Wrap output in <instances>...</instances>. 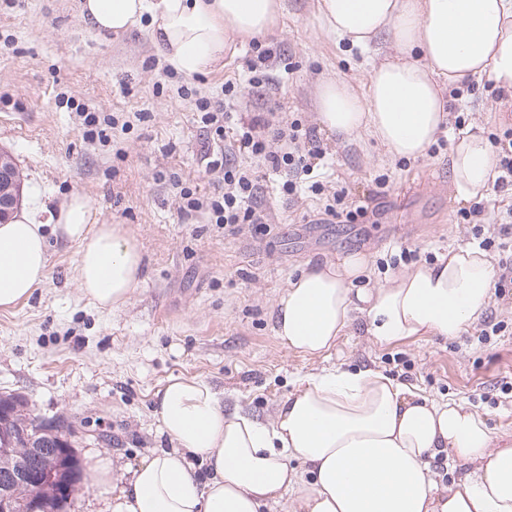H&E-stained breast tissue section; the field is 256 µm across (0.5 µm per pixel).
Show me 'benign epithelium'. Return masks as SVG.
<instances>
[{
  "mask_svg": "<svg viewBox=\"0 0 512 512\" xmlns=\"http://www.w3.org/2000/svg\"><path fill=\"white\" fill-rule=\"evenodd\" d=\"M21 202V178L10 157L0 154V223H6L17 212ZM27 460L10 463L0 469V512H15V491L26 488L33 492L27 512H49L46 493L57 489L68 496L72 488L55 482L56 459H42L49 445L63 453H71L66 434H52L43 439L22 435Z\"/></svg>",
  "mask_w": 512,
  "mask_h": 512,
  "instance_id": "7a95c632",
  "label": "benign epithelium"
}]
</instances>
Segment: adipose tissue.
<instances>
[{
	"label": "adipose tissue",
	"instance_id": "obj_1",
	"mask_svg": "<svg viewBox=\"0 0 512 512\" xmlns=\"http://www.w3.org/2000/svg\"><path fill=\"white\" fill-rule=\"evenodd\" d=\"M99 35L145 24L160 59L187 78L223 65L231 47L276 31L284 0H79ZM321 30L362 52L386 40L371 62L366 93L333 77L314 96L322 129L350 140L369 135L391 160L425 157L448 123V93L489 81L512 95V0H316ZM497 154L481 125L452 145L458 194L494 190ZM30 209L0 225V307L31 296L47 277L49 237L78 245L83 294L101 307L125 305L141 281L140 250L120 224L91 223L81 194L47 209L39 188ZM365 257L309 263L271 313L288 349L315 356L332 348L355 313L379 343L416 336L457 338L483 315L494 267L461 248L370 288L355 282ZM154 415L170 448L144 458L122 486L108 461L87 470L106 494L105 512H512V448L499 447L485 417L434 401L374 369L310 373L264 423L236 410L199 379L175 378L156 394ZM446 457L463 475L442 481Z\"/></svg>",
	"mask_w": 512,
	"mask_h": 512
}]
</instances>
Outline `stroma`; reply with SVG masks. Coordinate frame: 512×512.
Listing matches in <instances>:
<instances>
[{
    "label": "stroma",
    "mask_w": 512,
    "mask_h": 512,
    "mask_svg": "<svg viewBox=\"0 0 512 512\" xmlns=\"http://www.w3.org/2000/svg\"><path fill=\"white\" fill-rule=\"evenodd\" d=\"M315 5L285 0L279 28L261 36L277 56L273 81L242 117L273 108L301 119L330 155L319 180L346 187L367 215L324 222L318 196L281 197L273 173L260 193L270 224L228 236L206 212L179 210L178 186L201 196L216 186L201 162L209 133L180 89L220 96L255 60L252 46L226 52L216 71L172 77L145 29L102 37L83 24L78 0H0V149L24 187H40L45 206L86 196L94 223L127 225L143 256L130 300L105 309L78 285L76 245L50 239L47 279L0 309V392L25 397L41 419L63 420L81 467L105 459L125 475L168 447L154 408L170 379L204 380L223 393L226 409L265 421L299 377L339 365L375 368L429 398L463 402L512 443V288L491 298L483 318L501 330L485 341L476 325L456 339L381 345L360 316L330 351L307 357L273 332V306L305 263L361 254L371 282L382 283L407 269L391 263L397 246L415 249L423 265L469 244L460 212L470 203L449 178L454 126L415 161L385 159L369 136L343 141L320 127L315 83L337 76L361 92L368 66L359 50L321 32ZM491 92L471 84L450 114L501 133L512 111H491ZM88 112L108 121L105 138H85Z\"/></svg>",
    "instance_id": "1"
}]
</instances>
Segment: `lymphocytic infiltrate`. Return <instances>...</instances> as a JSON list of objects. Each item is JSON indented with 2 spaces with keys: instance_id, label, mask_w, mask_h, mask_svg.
I'll return each mask as SVG.
<instances>
[{
  "instance_id": "f902f5d3",
  "label": "lymphocytic infiltrate",
  "mask_w": 512,
  "mask_h": 512,
  "mask_svg": "<svg viewBox=\"0 0 512 512\" xmlns=\"http://www.w3.org/2000/svg\"><path fill=\"white\" fill-rule=\"evenodd\" d=\"M259 66L253 76L246 81L224 83V100L213 103L210 99L199 98L195 101L197 111L202 114L201 120L214 138L224 144L223 159L207 161L209 170H222L224 187L220 196L211 199L209 205H202L195 198L191 188L180 190V197L187 209L200 210L208 207L215 223L223 225L225 231L237 233L246 224H264L268 218L258 205L260 190V169L266 168L275 172L290 173V180L284 181L280 191L285 196H293L298 192L295 174L309 172L313 160L323 158L324 151L304 129L300 120L282 123L274 113L265 112L253 117L250 122H243L238 115L237 106L246 99L254 88L264 84L267 70L275 59L272 49H261L257 55ZM251 158V165L239 164V157ZM312 194L322 197L323 213L326 216L345 224L356 223L365 217L364 206L349 201L345 189L326 191L319 182L309 187ZM483 204H475L468 211L462 212L461 218L470 229L473 238L479 239L481 246L499 247L504 251H512V223L489 222L481 223L484 216Z\"/></svg>"
}]
</instances>
